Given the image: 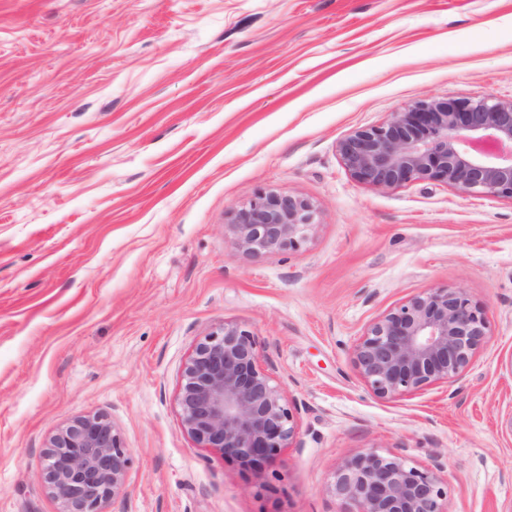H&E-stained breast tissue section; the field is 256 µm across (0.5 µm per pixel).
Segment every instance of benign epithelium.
Segmentation results:
<instances>
[{
  "mask_svg": "<svg viewBox=\"0 0 512 512\" xmlns=\"http://www.w3.org/2000/svg\"><path fill=\"white\" fill-rule=\"evenodd\" d=\"M337 151L359 184L395 190L433 181L466 194L512 200V98H425L381 125L357 128ZM313 203L260 190L237 210L235 247L260 255L297 247L315 224ZM482 306L460 290L432 288L391 309L357 340L352 362L373 393L403 397L460 380L485 342ZM178 405L185 433L250 468L274 462L296 435L293 409L273 384L255 336L226 323L200 340L181 373ZM42 478L60 512H104L122 497L129 450L105 413L76 417L49 438ZM374 451L346 460L331 484L354 512H444L438 472Z\"/></svg>",
  "mask_w": 512,
  "mask_h": 512,
  "instance_id": "7a95c632",
  "label": "benign epithelium"
}]
</instances>
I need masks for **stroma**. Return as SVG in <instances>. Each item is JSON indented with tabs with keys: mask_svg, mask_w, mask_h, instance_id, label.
<instances>
[{
	"mask_svg": "<svg viewBox=\"0 0 512 512\" xmlns=\"http://www.w3.org/2000/svg\"><path fill=\"white\" fill-rule=\"evenodd\" d=\"M512 98V0H0V512H58L40 453L103 412L116 512H342L370 450L442 462L446 512H512V200L354 181L352 130L414 101ZM310 200L296 248L232 244L260 189ZM432 288L485 308L458 386L376 397L374 320ZM246 327L296 406L254 476L185 433L195 344Z\"/></svg>",
	"mask_w": 512,
	"mask_h": 512,
	"instance_id": "obj_1",
	"label": "stroma"
}]
</instances>
